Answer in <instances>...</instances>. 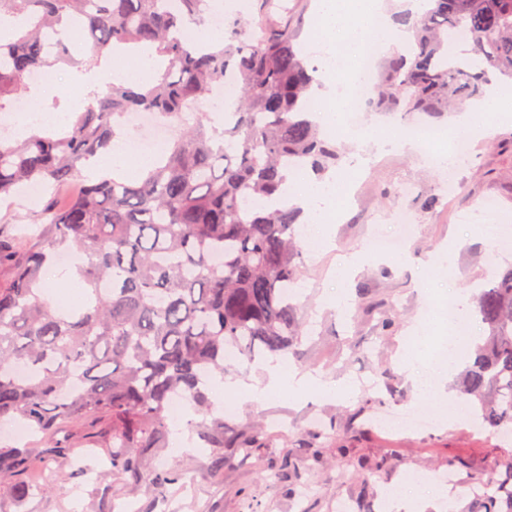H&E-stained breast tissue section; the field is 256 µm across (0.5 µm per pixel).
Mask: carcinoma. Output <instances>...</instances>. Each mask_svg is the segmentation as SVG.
<instances>
[{
    "mask_svg": "<svg viewBox=\"0 0 512 512\" xmlns=\"http://www.w3.org/2000/svg\"><path fill=\"white\" fill-rule=\"evenodd\" d=\"M205 14L206 0H0V19L24 20L0 38V113L31 93L32 72L57 63L91 68L150 47L164 63L137 87L88 91L62 135L35 129L0 141V201L32 183L66 186L132 112L176 126L137 177L114 173L63 204L48 195L25 234L36 244L0 241V267L11 271L0 282V419L29 427L46 455L60 454L59 426L102 416L112 469L133 470L135 449L164 442L176 396L203 415L196 432L222 448L235 438L212 412L209 379L224 375L231 354L284 360L301 336L291 293L301 212L257 202L278 191L284 171L309 167L322 178L340 159L310 119L316 67L298 41L304 16L286 0H256L250 28L231 21L222 43L204 46L186 31ZM397 21L412 31L411 52L389 59L371 84L373 111L441 118L485 98L493 79L512 80V0H427ZM72 32L85 35L90 57L71 56ZM222 82L235 86L236 101L218 128L193 107ZM61 252L87 286L85 305L70 311L41 288ZM470 303L488 334L474 343L461 392L482 428L510 438L512 266L495 270ZM29 463L30 449L0 447V478ZM465 512H512V449L472 479Z\"/></svg>",
    "mask_w": 512,
    "mask_h": 512,
    "instance_id": "carcinoma-1",
    "label": "carcinoma"
}]
</instances>
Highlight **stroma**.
Listing matches in <instances>:
<instances>
[{
	"instance_id": "obj_1",
	"label": "stroma",
	"mask_w": 512,
	"mask_h": 512,
	"mask_svg": "<svg viewBox=\"0 0 512 512\" xmlns=\"http://www.w3.org/2000/svg\"><path fill=\"white\" fill-rule=\"evenodd\" d=\"M61 79L75 89L59 107L66 115L84 109L77 94L83 84L95 83L104 93L113 83L108 66L84 74L65 65ZM468 118L494 133L472 145L454 199L442 200L434 211L423 210L417 198L400 196L398 185L410 179L423 191L438 183L439 174L410 151L377 155L365 173L352 177L358 199L330 224L329 251L305 252L299 259L296 300L305 334L288 364L318 382L356 381L355 394L323 396L317 386L303 391L284 386L257 401L235 400L230 414L215 405V415L226 416L240 438H261L260 453L251 456L235 448L200 447L192 428L200 415L185 407L180 426L190 450L171 440L161 448L139 449L136 470L124 473L112 468L106 424L71 425L59 435L72 463L68 479L51 493L36 492L19 503L11 494L14 482H1L0 512H114L124 501L132 502L136 512H334L338 497L354 499L363 491L371 512H396L383 495L396 479L404 483L403 512H420L421 502L434 497L438 512H463L470 499L469 481L493 466L498 442L479 430L476 421L451 425L442 419L449 398L457 394L459 370H447L422 353L411 378L398 356L413 327L423 321L424 299L469 296L493 269L512 264V120L497 114L490 100ZM488 195L507 220L497 239L482 229L478 213L479 201ZM394 207L408 209L411 216L403 254L366 258L355 274L337 275V256L359 254L376 211ZM444 247L453 250L450 266L432 265V256ZM387 313L395 325L385 332L378 322ZM408 407L436 415L434 427L413 432L379 426L383 414ZM319 421L335 422V446L349 448L350 458L328 447L319 464L305 462L308 432ZM384 457L388 466L372 473L371 463ZM295 458L304 461L300 484L313 488L297 507L263 480ZM452 460L457 463L453 496L443 499L436 478ZM177 466L183 470L181 479L157 491L153 475ZM411 472L424 474L425 484L409 482Z\"/></svg>"
}]
</instances>
